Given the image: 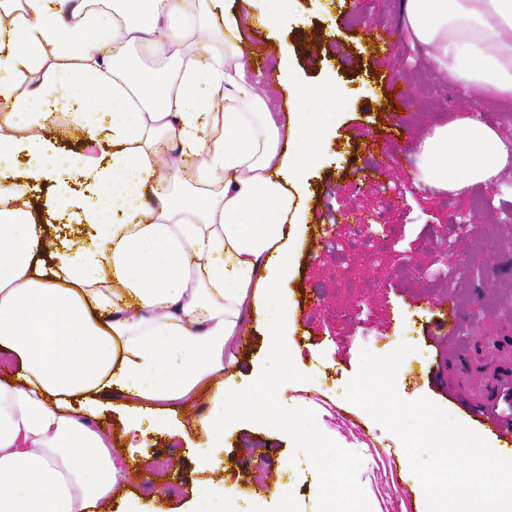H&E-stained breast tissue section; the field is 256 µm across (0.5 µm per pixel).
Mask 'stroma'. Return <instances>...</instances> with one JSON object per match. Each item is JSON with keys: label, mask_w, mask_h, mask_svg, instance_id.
<instances>
[{"label": "stroma", "mask_w": 512, "mask_h": 512, "mask_svg": "<svg viewBox=\"0 0 512 512\" xmlns=\"http://www.w3.org/2000/svg\"><path fill=\"white\" fill-rule=\"evenodd\" d=\"M399 11L400 0H297L291 27L244 29L246 40L265 46L262 62L251 67V90L279 117L291 110V93L276 79L280 52L290 53L300 77L332 76L351 93L309 178L311 219L301 228L288 283L301 374L277 401L309 432L290 435L245 420L225 432L216 451L248 512H282V501L266 491L275 483L286 487L295 512H332L337 492L330 477L338 471L371 512H420L401 441L345 398L362 351L384 356L411 346L396 375L398 394L429 399L454 417L468 410L448 396L444 381L486 394L512 380V251L500 248L512 241V171L464 197L430 195L410 183L424 127L450 118L465 101L410 44L395 41L388 53L370 46L369 32L397 26ZM393 84L414 93L404 129L390 102ZM373 140L387 147L385 165L366 150ZM450 294L461 312V337L443 378L433 365L428 330L436 316L429 303ZM99 421L112 429L117 447L137 449L112 512H132L153 496L165 512H190L192 489L209 478L194 463L200 437L148 424L125 432L116 405Z\"/></svg>", "instance_id": "35a3bbf8"}]
</instances>
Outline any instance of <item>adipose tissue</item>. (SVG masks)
<instances>
[{"mask_svg": "<svg viewBox=\"0 0 512 512\" xmlns=\"http://www.w3.org/2000/svg\"><path fill=\"white\" fill-rule=\"evenodd\" d=\"M67 2L0 0V354L17 365L0 376V512H112L129 473L96 419L113 395L130 421L149 413L162 426L174 403L208 391L195 452L208 470L247 396L296 377L286 285L309 221L308 175L349 98L333 79L295 78L285 56L295 110L280 121L248 88L241 20L224 0H203L224 16V45L205 58L167 26L190 0H112L111 14L85 8L73 21ZM400 32L469 101L423 132L415 185L488 186L512 167V141L475 113L512 101V0H402ZM134 45L180 51L178 70L116 67ZM219 99L224 134L210 139ZM60 115L70 131L107 137L109 158L60 150L46 135ZM167 145L217 189L173 195ZM71 171L88 181L89 233L67 245L33 201ZM251 315L267 351L246 392L224 375Z\"/></svg>", "mask_w": 512, "mask_h": 512, "instance_id": "adipose-tissue-1", "label": "adipose tissue"}]
</instances>
